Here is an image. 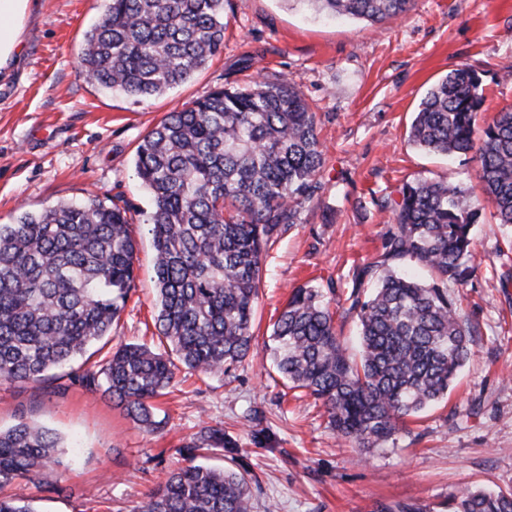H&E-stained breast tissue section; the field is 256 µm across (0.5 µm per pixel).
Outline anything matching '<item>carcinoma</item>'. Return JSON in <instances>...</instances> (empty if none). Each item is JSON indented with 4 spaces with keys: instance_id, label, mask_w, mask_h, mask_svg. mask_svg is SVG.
I'll return each mask as SVG.
<instances>
[{
    "instance_id": "1",
    "label": "carcinoma",
    "mask_w": 512,
    "mask_h": 512,
    "mask_svg": "<svg viewBox=\"0 0 512 512\" xmlns=\"http://www.w3.org/2000/svg\"><path fill=\"white\" fill-rule=\"evenodd\" d=\"M318 13L375 25L413 0H294ZM224 48V0H109L85 35L80 62L91 82L136 100L186 82ZM479 75L462 65L421 99L409 142L428 153H472L485 201L512 224V108L480 127ZM316 113L290 83L217 88L167 113L140 141L135 173L150 192L146 222L155 251V326L169 350L121 343L97 372L72 378L104 393L146 433L161 429L152 401L176 371L225 375L254 339L263 257L302 206L323 189ZM389 213L380 259L356 274L349 299L360 325L359 356L336 334L320 289L301 286L273 324L274 363L294 388L320 400L336 433L358 448L393 439L448 395L471 355L473 328L448 296L473 272L474 225L483 207L448 181L414 179ZM128 209L96 196L24 211L0 224V380L46 382L102 340L135 288ZM224 447L207 428L184 448ZM61 438L19 419L0 429V489L47 475ZM245 471L189 464L171 471L133 512H253ZM0 512H37L0 493ZM455 512H512V492L474 489Z\"/></svg>"
}]
</instances>
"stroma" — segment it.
Wrapping results in <instances>:
<instances>
[{
    "instance_id": "1",
    "label": "stroma",
    "mask_w": 512,
    "mask_h": 512,
    "mask_svg": "<svg viewBox=\"0 0 512 512\" xmlns=\"http://www.w3.org/2000/svg\"><path fill=\"white\" fill-rule=\"evenodd\" d=\"M20 56L0 80V224L25 211L97 196L125 205L136 241V285L109 336L92 346L102 367L118 343L158 347L152 201L135 174L138 143L168 112L225 85L285 79L318 118L324 188L263 260L255 339L229 376L179 370L155 400L163 428L141 431L101 391L72 383H0V427L18 419L53 429L62 464L49 483L18 481L6 494L38 512H132L206 426L226 448L198 462L251 478L254 512H453L477 487L512 491V225L483 215L474 228V275L450 288L472 323V354L447 399L367 451L336 434L321 401L290 388L270 353L273 324L293 288H322L336 330L357 346L348 297L357 270L377 260L388 215L379 200L403 182L441 179L483 200L479 163L426 153L408 131L426 90L461 65L482 80L486 123L512 106V0H413L369 26L315 15L295 0H224V48L181 86L135 101L89 82L83 34L108 0H32ZM58 490H50V482Z\"/></svg>"
}]
</instances>
